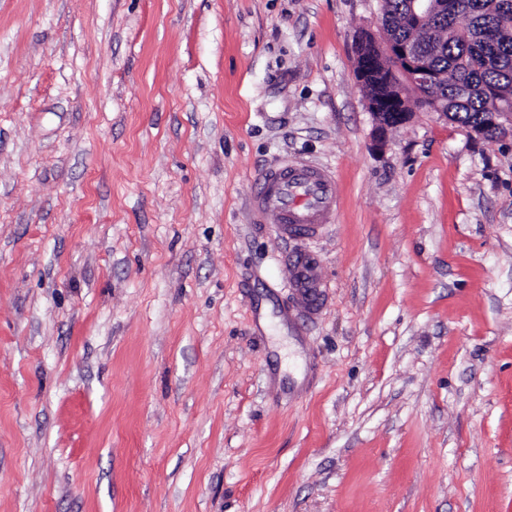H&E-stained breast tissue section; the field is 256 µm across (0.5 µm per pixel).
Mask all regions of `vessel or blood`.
Segmentation results:
<instances>
[{
    "label": "vessel or blood",
    "mask_w": 512,
    "mask_h": 512,
    "mask_svg": "<svg viewBox=\"0 0 512 512\" xmlns=\"http://www.w3.org/2000/svg\"><path fill=\"white\" fill-rule=\"evenodd\" d=\"M249 202L254 213L275 212L284 238H312L331 224L336 211L332 174L299 161H282L259 174L250 185ZM291 285L302 294L306 317L320 307L323 286L309 255L299 251L285 257Z\"/></svg>",
    "instance_id": "b4317fda"
}]
</instances>
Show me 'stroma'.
Here are the masks:
<instances>
[{"instance_id": "stroma-1", "label": "stroma", "mask_w": 512, "mask_h": 512, "mask_svg": "<svg viewBox=\"0 0 512 512\" xmlns=\"http://www.w3.org/2000/svg\"><path fill=\"white\" fill-rule=\"evenodd\" d=\"M379 8L0 0V512H512V136L377 144ZM285 159L315 240L250 208ZM249 202L254 213L273 211L284 238H313L336 211L332 174L299 161H282L259 174L250 184ZM284 262L288 267L290 280L287 286L296 288L302 294L303 310L305 316L312 318L320 307L319 288L324 287L321 279L318 277L309 255L303 251H298L291 256H286Z\"/></svg>"}]
</instances>
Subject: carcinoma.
<instances>
[{"label":"carcinoma","instance_id":"carcinoma-1","mask_svg":"<svg viewBox=\"0 0 512 512\" xmlns=\"http://www.w3.org/2000/svg\"><path fill=\"white\" fill-rule=\"evenodd\" d=\"M460 8L439 21L424 23L411 12L410 0H381L388 33L409 39L428 57L439 80L422 107L448 113L464 128H484L486 139L502 132L489 119L495 100L512 96V8L500 10L495 0H459ZM395 63L373 62L364 81L368 97L382 112H395Z\"/></svg>","mask_w":512,"mask_h":512}]
</instances>
